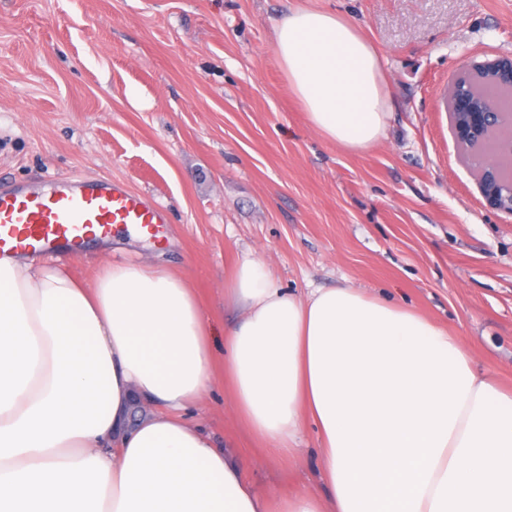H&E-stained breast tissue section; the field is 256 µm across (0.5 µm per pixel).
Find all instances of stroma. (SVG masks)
<instances>
[{
    "label": "stroma",
    "mask_w": 512,
    "mask_h": 512,
    "mask_svg": "<svg viewBox=\"0 0 512 512\" xmlns=\"http://www.w3.org/2000/svg\"><path fill=\"white\" fill-rule=\"evenodd\" d=\"M342 14L381 56L391 116L377 145L322 140L288 87L274 24ZM512 54V0H0V184L106 177L161 204L146 244L125 227L63 260L179 270L223 353L224 280L265 260L298 293L344 283L448 328L477 372L512 388V214L487 205L448 120L451 76ZM259 491L325 493L318 441L269 458L223 388L198 411Z\"/></svg>",
    "instance_id": "1"
}]
</instances>
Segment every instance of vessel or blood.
<instances>
[{
	"label": "vessel or blood",
	"mask_w": 512,
	"mask_h": 512,
	"mask_svg": "<svg viewBox=\"0 0 512 512\" xmlns=\"http://www.w3.org/2000/svg\"><path fill=\"white\" fill-rule=\"evenodd\" d=\"M164 221L154 201L113 181L71 180L40 189L0 186V256L70 251L94 227L108 235L118 225L149 230Z\"/></svg>",
	"instance_id": "vessel-or-blood-1"
}]
</instances>
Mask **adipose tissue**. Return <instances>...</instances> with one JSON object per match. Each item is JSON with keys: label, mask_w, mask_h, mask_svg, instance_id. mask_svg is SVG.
<instances>
[{"label": "adipose tissue", "mask_w": 512, "mask_h": 512, "mask_svg": "<svg viewBox=\"0 0 512 512\" xmlns=\"http://www.w3.org/2000/svg\"><path fill=\"white\" fill-rule=\"evenodd\" d=\"M311 127L359 153L390 102L373 43L314 7L274 27ZM224 356L179 272L0 257V512H512V391L458 336L351 285L299 294L261 259L224 283ZM235 420L296 458L318 436L326 494H260L192 411L216 385Z\"/></svg>", "instance_id": "obj_1"}]
</instances>
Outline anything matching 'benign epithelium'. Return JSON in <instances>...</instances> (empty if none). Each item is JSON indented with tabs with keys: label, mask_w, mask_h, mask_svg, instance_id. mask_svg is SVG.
<instances>
[{
	"label": "benign epithelium",
	"mask_w": 512,
	"mask_h": 512,
	"mask_svg": "<svg viewBox=\"0 0 512 512\" xmlns=\"http://www.w3.org/2000/svg\"><path fill=\"white\" fill-rule=\"evenodd\" d=\"M448 112L464 150L482 158L479 186L493 208L512 213V137L497 132L512 123V54L460 73L452 82Z\"/></svg>",
	"instance_id": "1"
}]
</instances>
